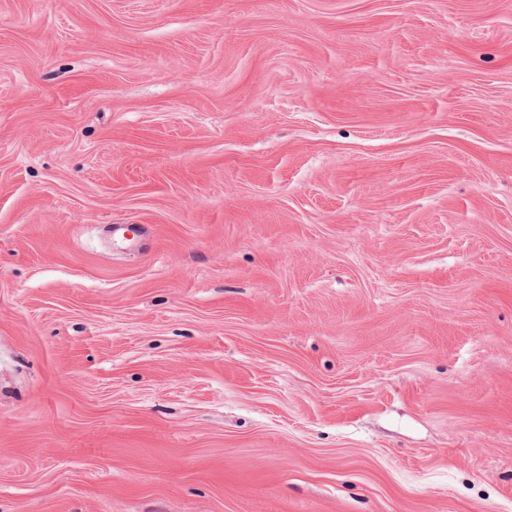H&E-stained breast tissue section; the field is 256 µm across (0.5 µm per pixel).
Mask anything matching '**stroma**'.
<instances>
[{
	"mask_svg": "<svg viewBox=\"0 0 512 512\" xmlns=\"http://www.w3.org/2000/svg\"><path fill=\"white\" fill-rule=\"evenodd\" d=\"M0 512H512V0H0Z\"/></svg>",
	"mask_w": 512,
	"mask_h": 512,
	"instance_id": "stroma-1",
	"label": "stroma"
}]
</instances>
